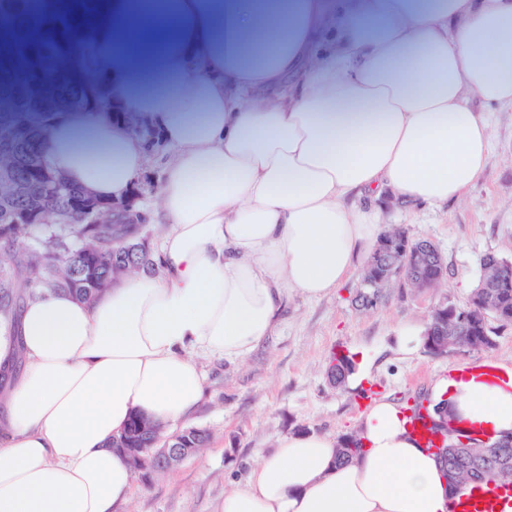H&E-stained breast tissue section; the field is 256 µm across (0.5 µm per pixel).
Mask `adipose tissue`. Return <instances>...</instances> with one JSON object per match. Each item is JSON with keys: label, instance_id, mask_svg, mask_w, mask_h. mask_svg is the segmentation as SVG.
<instances>
[{"label": "adipose tissue", "instance_id": "obj_1", "mask_svg": "<svg viewBox=\"0 0 512 512\" xmlns=\"http://www.w3.org/2000/svg\"><path fill=\"white\" fill-rule=\"evenodd\" d=\"M101 91L158 126L176 154L160 189L154 276L93 300L45 292L0 327V512H119L132 468L111 443L132 415L187 419L197 358L240 362L291 292L328 296L378 245L382 190L462 198L490 155L473 99L512 105V0H109ZM165 61L179 90L133 92ZM48 158L104 200L145 165L127 126L49 123ZM506 381L440 376L462 425L512 437ZM362 454L331 434L281 436L215 512H450L440 463L396 402L365 409Z\"/></svg>", "mask_w": 512, "mask_h": 512}]
</instances>
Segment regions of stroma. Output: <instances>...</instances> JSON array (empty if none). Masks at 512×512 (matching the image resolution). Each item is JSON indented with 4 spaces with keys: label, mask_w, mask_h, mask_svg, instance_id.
<instances>
[{
    "label": "stroma",
    "mask_w": 512,
    "mask_h": 512,
    "mask_svg": "<svg viewBox=\"0 0 512 512\" xmlns=\"http://www.w3.org/2000/svg\"><path fill=\"white\" fill-rule=\"evenodd\" d=\"M485 112L491 155L464 199L429 205L388 192L379 202L381 227H403L410 238H426L440 248L451 270L447 283L420 292L396 282L367 309L355 304L357 273L320 300L291 293L278 329L251 356L234 364L201 360L206 392L187 424L207 430L208 446L172 469L146 479L134 476L125 512H214L247 463L259 451L271 450L282 435L313 431L340 438L356 431L361 412L373 400L387 397L414 406L449 366L512 364V326L496 328L494 347L478 352L435 355L421 347L404 355L394 343L400 323H426L445 301L465 304L484 255L512 261V106L489 105ZM145 152L140 179L148 192L140 208L156 247L165 231L156 221L158 189L174 150L162 141ZM337 354L369 362V378L356 387L333 384L326 369Z\"/></svg>",
    "instance_id": "1"
}]
</instances>
